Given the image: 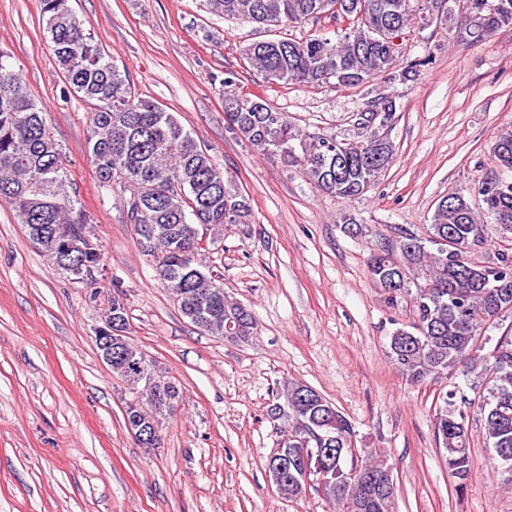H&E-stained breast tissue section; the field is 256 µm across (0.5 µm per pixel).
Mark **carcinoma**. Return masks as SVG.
I'll list each match as a JSON object with an SVG mask.
<instances>
[{"instance_id":"1","label":"carcinoma","mask_w":512,"mask_h":512,"mask_svg":"<svg viewBox=\"0 0 512 512\" xmlns=\"http://www.w3.org/2000/svg\"><path fill=\"white\" fill-rule=\"evenodd\" d=\"M224 18L266 26L311 25L304 39L254 41L240 55L267 84H334L361 88L377 79L405 83L428 65L431 56L401 62L390 42L414 24L427 25L426 14L437 0H341L355 14L368 4L356 27L336 39L324 34L337 25L328 14L330 0H208ZM448 8L436 23L462 42L483 41L499 28L512 25V0H446ZM43 33L53 52L66 89L92 106L87 152L100 188L120 202L137 239L154 237L159 280L183 317L199 331L249 341L255 334L251 315L224 294L213 275L195 261L204 226L222 232L231 224L251 223L250 199L221 171L207 150L185 130L174 113L139 98L126 71H120L69 5V0H42ZM43 108L21 73L0 53V201L8 204L18 223L48 227L42 252L54 251L58 240L92 228L91 215L67 178L64 152L50 135ZM365 123L356 136L337 140L307 134L288 116L258 97L227 113L237 139L264 154L296 167L319 189L342 200L370 190L395 155L389 131L396 105L375 95L364 110ZM494 169L470 185L443 197L436 205L428 237L396 226L369 261L372 280L389 295L410 300L414 321L389 336V357L410 381L419 383L463 369L473 376L472 399L485 439L495 458L512 466V336H502L482 353L483 329L512 314V252L504 248L484 265L472 254L492 237L512 243V130L500 134L491 147ZM497 180L488 184V179ZM492 223H485V219ZM83 264L101 262L99 243L76 251ZM122 356L112 357V373L129 381L134 357H144L128 337ZM154 394L140 405L138 391L125 401L124 419L145 416L150 428L161 430L174 415L181 388L161 369L149 368ZM284 403L271 414L287 424L281 440L298 465L316 447L332 449L328 461L336 476L323 496L336 512H397L396 487L382 486L384 460L353 455L356 432L350 420L311 387L288 381ZM456 391L449 390L436 407L434 430L438 447L456 481L466 486L472 456L465 414L456 408ZM284 499L305 494L298 477L270 478Z\"/></svg>"}]
</instances>
